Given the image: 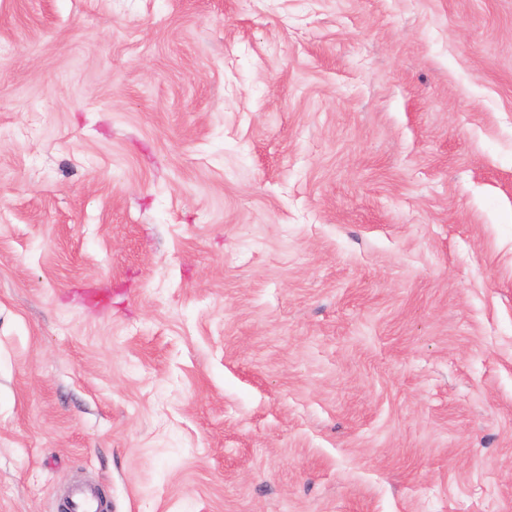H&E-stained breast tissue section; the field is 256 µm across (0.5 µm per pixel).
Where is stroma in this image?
<instances>
[{
  "mask_svg": "<svg viewBox=\"0 0 512 512\" xmlns=\"http://www.w3.org/2000/svg\"><path fill=\"white\" fill-rule=\"evenodd\" d=\"M512 512V0H0V512Z\"/></svg>",
  "mask_w": 512,
  "mask_h": 512,
  "instance_id": "1",
  "label": "stroma"
}]
</instances>
